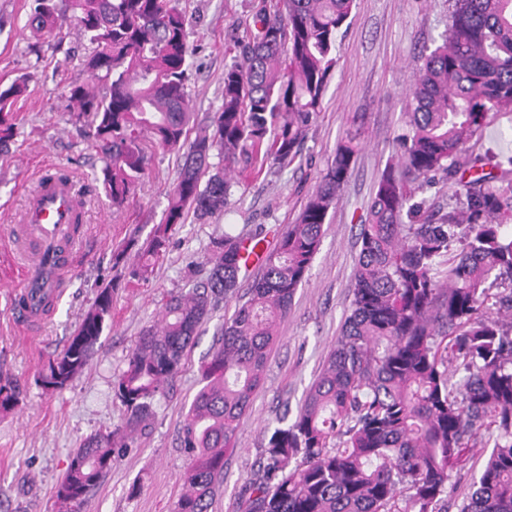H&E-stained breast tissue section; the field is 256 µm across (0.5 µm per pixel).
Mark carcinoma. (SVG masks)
I'll return each mask as SVG.
<instances>
[{
    "mask_svg": "<svg viewBox=\"0 0 512 512\" xmlns=\"http://www.w3.org/2000/svg\"><path fill=\"white\" fill-rule=\"evenodd\" d=\"M43 2L34 0L29 16L34 31L71 18L95 45L86 67L96 70L99 89L73 84L69 94L103 162L112 205L126 200L155 151L183 152L164 222L130 270L142 280L188 213L200 220L224 213L227 173L301 156L336 66V35L354 4L263 6L241 60L224 70L222 106L191 139L190 50L176 0H60L61 12ZM448 2L447 33L409 92L410 132L382 171L360 228L340 335L294 418L268 431L241 512H448L452 472L490 428L493 449L456 509L512 512V294L493 313L486 306L489 279L512 278V157L496 161L492 174L487 158L466 150L490 113L512 112V0ZM23 91L20 82L0 90V151L15 135L11 105ZM357 152L354 137L340 142L298 222L265 251L246 300L224 321L181 422L188 467L173 512H211L276 326L320 249ZM437 174L458 179L459 202L420 219L412 184ZM253 241L229 233L214 240L201 285L169 295L161 324L141 332L113 382L123 423L85 438L58 485V498L75 512L152 425L154 403L180 372L212 302L236 292L240 257ZM442 257L448 270L440 278ZM112 293L110 284L100 289L38 372L39 385L60 390L84 371L112 316ZM18 403L17 385L0 375V413Z\"/></svg>",
    "mask_w": 512,
    "mask_h": 512,
    "instance_id": "carcinoma-1",
    "label": "carcinoma"
}]
</instances>
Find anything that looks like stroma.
Wrapping results in <instances>:
<instances>
[{"mask_svg":"<svg viewBox=\"0 0 512 512\" xmlns=\"http://www.w3.org/2000/svg\"><path fill=\"white\" fill-rule=\"evenodd\" d=\"M33 6V0H0V86L16 80L26 86L17 104V135L0 152V373L20 389L18 407L0 414V512H61L57 488L69 457L87 436L122 424L124 408L113 379L141 331L160 319L165 297L192 291L204 280L212 242L225 228L275 245L280 232L296 223L338 142L349 134L357 139L358 153L328 213L320 250L278 325L266 377L240 426L237 448L224 458L212 512H239L268 428L284 412L297 411L340 333L352 299L360 226L396 141L407 131L408 90L448 27V0H355L347 26L336 36L337 64L301 158L240 175L226 214L187 216L172 230L164 257L145 281L118 277L112 254L120 243L146 241L163 221L181 155L155 152L124 204L113 208L102 163L76 124L67 93L70 85L88 82L84 61L93 47L72 21L34 32L27 25ZM262 6L263 0H179L194 50L187 82L192 129L208 124L221 107L224 69L239 59L238 44ZM468 148L511 157L512 112L491 115ZM49 168L72 175L82 196V229L61 299L41 324L24 329L9 314V292L24 276L23 259L11 248L12 230L26 192ZM113 278L118 285L112 318L88 366L66 388L44 390L35 381L42 361L63 348L98 289ZM238 301L235 295L215 301L180 372L158 397L151 429L113 464L80 512H172L187 464L181 422L202 386L201 367L217 333Z\"/></svg>","mask_w":512,"mask_h":512,"instance_id":"stroma-1","label":"stroma"}]
</instances>
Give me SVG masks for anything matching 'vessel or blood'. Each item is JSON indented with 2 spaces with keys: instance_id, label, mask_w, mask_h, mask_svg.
Instances as JSON below:
<instances>
[{
  "instance_id": "1",
  "label": "vessel or blood",
  "mask_w": 512,
  "mask_h": 512,
  "mask_svg": "<svg viewBox=\"0 0 512 512\" xmlns=\"http://www.w3.org/2000/svg\"><path fill=\"white\" fill-rule=\"evenodd\" d=\"M77 210L78 199L72 184L48 174L28 197L20 244L29 256L22 292L31 301L23 306L13 305L12 319L16 324L29 326L41 322L45 317L43 300L55 299L59 294L64 270L42 264L41 258L49 242L73 222Z\"/></svg>"
}]
</instances>
